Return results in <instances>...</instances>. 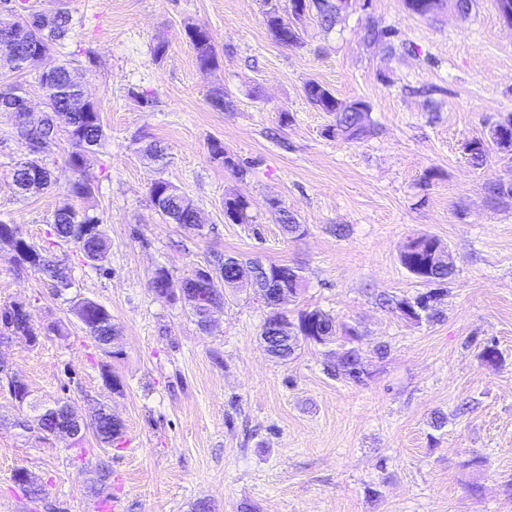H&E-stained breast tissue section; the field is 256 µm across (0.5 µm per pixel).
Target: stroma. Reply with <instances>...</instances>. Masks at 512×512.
<instances>
[{
	"instance_id": "35a3bbf8",
	"label": "stroma",
	"mask_w": 512,
	"mask_h": 512,
	"mask_svg": "<svg viewBox=\"0 0 512 512\" xmlns=\"http://www.w3.org/2000/svg\"><path fill=\"white\" fill-rule=\"evenodd\" d=\"M29 2L79 21L75 37L9 79L38 114L43 70L70 60L86 77L105 129L86 173L110 248L100 270L74 247L53 253L120 335L111 354L96 348L65 297L2 244L0 305L26 303L36 327L61 332L34 347L0 339V363L37 403L63 401L83 418L107 404L123 436L108 452L90 434L77 449L42 440L19 427L24 412L0 389V512H100L103 499L116 512H194L201 500L210 512H512V198L488 195L512 185V155L492 145L475 166L467 152L512 115V23L492 0L431 20L404 0H349L330 30L307 17L297 47L271 39L264 0ZM372 23L397 29L403 47L368 41ZM190 24L209 29L214 66L198 65ZM311 80L369 103L371 135L326 137L331 116L303 95ZM218 91L230 108L212 107ZM152 141L165 147V167L142 155ZM214 141L248 166L245 178L212 157ZM71 151L59 135L54 187L19 199L11 169L21 148L0 113V222L35 245H49L75 178ZM159 177L194 201L202 233L167 223L149 194ZM228 195L248 200L253 223L225 222ZM272 198L304 234L283 233ZM422 234L450 249L458 272L438 316L411 322L383 300L422 292L399 262ZM217 254L301 268L289 315L319 308L356 328L361 381L336 376L335 343L302 344L285 364L270 358L266 309L245 290L227 295L206 331L184 302L155 297L157 268L181 278ZM487 346L496 361L483 359ZM104 458L107 489L96 474ZM19 468L42 486L44 505L15 486Z\"/></svg>"
}]
</instances>
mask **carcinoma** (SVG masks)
I'll return each mask as SVG.
<instances>
[{
  "mask_svg": "<svg viewBox=\"0 0 512 512\" xmlns=\"http://www.w3.org/2000/svg\"><path fill=\"white\" fill-rule=\"evenodd\" d=\"M287 15H282L279 0H266L268 9L264 13V23L268 33L279 44L296 46L301 42L299 31L286 32V23L295 18L302 10L316 11L320 26L326 30L333 28L339 15L346 5L345 0H288ZM460 14L466 15L471 9L472 0H405L406 7L414 14L427 19L436 17L447 5ZM11 12H0V67L11 72L25 70L23 57L31 46L30 39H37L39 44L49 50L59 42L70 39L75 33L77 21L64 10L54 11V18L48 27L42 30H27L33 6L27 0H14L10 6ZM200 26L191 25L187 35L192 44L200 66L211 67L216 63L212 44L199 36ZM38 84L45 96L46 110L35 126H29L28 116L21 111L13 115L12 125L14 137L30 149L36 143L51 144L58 131H65L74 150L70 153L68 164L76 174V178L68 187V195L80 200H88L93 196L94 184L85 174L84 157L86 153L102 144L105 132L100 113L85 111L82 100V77L69 62L56 66L51 74L37 77ZM304 95L307 101L322 112L332 115L333 123L325 128L329 137L344 140H358L371 132L370 106L362 101H342L324 85L309 81L304 85ZM489 135L498 147L509 153L512 151V116L494 122L489 127ZM211 152L224 158V166L231 169L237 177L242 178L248 173L247 167L234 161L224 153L221 144H211ZM24 157H19L13 165L12 182L15 192L25 197L30 194L27 180V165L23 164ZM170 181L164 178L155 179L150 187L151 198H160V212L170 224H176L187 230H196L198 212L196 205L181 193H168L166 188ZM250 205L236 195L224 197V220L229 224H251L253 217L249 212ZM272 214L289 234L300 231L294 216L279 199L269 203ZM104 219L91 206L80 210L71 205L59 208L52 223L53 243L71 245L76 248L86 263L99 267L107 252V238L103 229ZM7 244L14 253V261L21 267H29L46 276L60 290L74 287L72 270L48 255L44 248L27 242L17 227L13 224L0 222V244ZM400 264L422 285L442 284L455 274V262L448 260V250L437 238L430 235H420L409 241L399 255ZM212 267L222 272L220 281L213 285L214 292L224 297V288L230 286L232 271L224 266V260L218 259ZM288 264L267 263L259 267L261 274L269 272L279 276L282 285L291 295L295 296L301 290L303 281H292L288 277ZM192 277L176 278L168 270L156 269L151 281L154 295L161 299L163 295L177 288H192ZM438 301V294L433 290L418 294L413 299L393 300L395 309L402 317L418 322L422 318L435 316V308L430 301ZM71 309L77 311L79 321L86 336L97 347H102L106 337L117 335L112 325V315L97 301L78 295L70 298ZM15 303L0 306V336H49L60 333L57 324H49L40 331L34 327L30 314L14 311ZM297 323L300 335L289 340L283 336L272 335L267 327H262L261 335L266 337L264 348L273 357L286 361L290 359L300 343L315 342L327 344L335 341L338 335H343L345 343L340 355L338 375L358 382L362 379L360 350L352 346L358 336V330L353 327L340 328L335 317L319 309L299 313ZM68 404L57 402L46 407L37 414V428L42 433V439H47L55 433L54 427L64 423L68 418ZM92 431L96 439L107 447H112L120 433L112 431L109 424L93 417L82 425L76 438L82 442L84 434Z\"/></svg>",
  "mask_w": 512,
  "mask_h": 512,
  "instance_id": "obj_1",
  "label": "carcinoma"
}]
</instances>
